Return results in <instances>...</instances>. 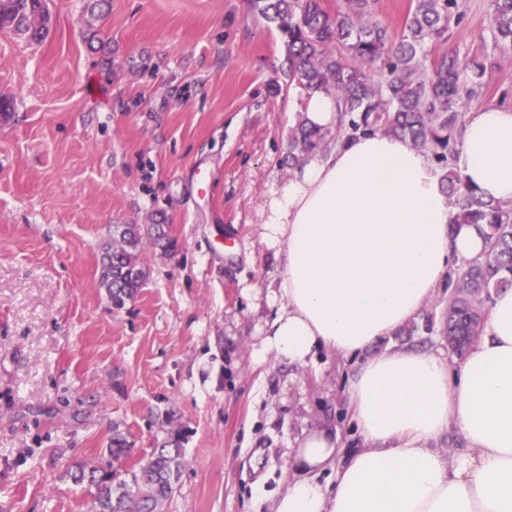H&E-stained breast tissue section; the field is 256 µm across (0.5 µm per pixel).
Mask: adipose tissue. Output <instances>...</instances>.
I'll use <instances>...</instances> for the list:
<instances>
[{
    "label": "adipose tissue",
    "mask_w": 512,
    "mask_h": 512,
    "mask_svg": "<svg viewBox=\"0 0 512 512\" xmlns=\"http://www.w3.org/2000/svg\"><path fill=\"white\" fill-rule=\"evenodd\" d=\"M456 167L479 196L512 203V107L468 113ZM454 219L431 157L382 131L342 141L273 191L263 240L279 261L276 312L254 357L355 359L363 445L346 455L330 429L304 434L272 512H512V287L457 369L437 350H372L486 250L484 226ZM453 428L464 446L450 456L439 442ZM329 471L335 483L322 482Z\"/></svg>",
    "instance_id": "obj_1"
}]
</instances>
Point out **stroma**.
Segmentation results:
<instances>
[{
	"mask_svg": "<svg viewBox=\"0 0 512 512\" xmlns=\"http://www.w3.org/2000/svg\"><path fill=\"white\" fill-rule=\"evenodd\" d=\"M463 15L426 62L485 65L461 105L512 106V48L495 46L490 0ZM39 45L0 31V512H90L68 477L113 431L133 459L178 440L176 493L161 512H270L292 479L297 439L318 427L360 444L351 362L300 366L252 353L274 308L278 261L262 211L306 94L282 72L280 33L248 0H49ZM105 47L90 50L91 28ZM165 214L178 249H146L149 277L124 309L100 286L116 224ZM443 350L407 327L375 343Z\"/></svg>",
	"mask_w": 512,
	"mask_h": 512,
	"instance_id": "35a3bbf8",
	"label": "stroma"
}]
</instances>
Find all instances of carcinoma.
<instances>
[{"mask_svg": "<svg viewBox=\"0 0 512 512\" xmlns=\"http://www.w3.org/2000/svg\"><path fill=\"white\" fill-rule=\"evenodd\" d=\"M491 32L497 45L512 47V0H490ZM375 0H344L332 14L322 0H250L264 23L282 35L288 85L308 93L336 96L344 120L330 130L312 125L299 112L289 128L288 168L295 170L343 138L382 130L426 152L443 171L449 204L459 224L488 227V246L462 272L448 274V297L443 335L448 346L463 356L482 335L492 291L512 286V203L485 200L465 187L456 168L460 132L464 125L460 104L477 90L482 67L459 53L423 64L427 43L445 37L461 17L458 0H414L400 36L374 17ZM27 42H42L50 33L47 0H0V30ZM152 246L172 254L178 243L155 224H117L112 243L103 253L100 285L112 307L121 309L134 299L149 272L141 255ZM96 464L76 463L72 481L92 496L91 512H160L176 490L182 449L161 446L137 463L121 469L130 455L129 442L116 431Z\"/></svg>", "mask_w": 512, "mask_h": 512, "instance_id": "carcinoma-1", "label": "carcinoma"}]
</instances>
